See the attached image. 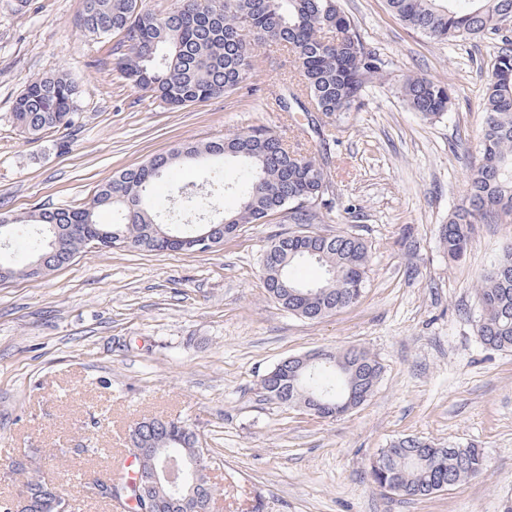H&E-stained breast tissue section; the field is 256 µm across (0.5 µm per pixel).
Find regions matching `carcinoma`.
Segmentation results:
<instances>
[{
  "label": "carcinoma",
  "mask_w": 512,
  "mask_h": 512,
  "mask_svg": "<svg viewBox=\"0 0 512 512\" xmlns=\"http://www.w3.org/2000/svg\"><path fill=\"white\" fill-rule=\"evenodd\" d=\"M405 24L438 41L465 40L489 35L499 41L484 96L485 129L480 158L472 170L469 191L461 205L439 227V239L448 260L462 258L471 245L477 224L512 220V36L503 22L512 18V0H386ZM79 26L90 36L105 39L121 35L124 52L115 68L133 86L174 109L232 94L249 78L256 41L270 40L293 54L305 84L308 102L290 86L275 96L282 112L298 106L305 112L342 117L362 104L369 81L383 76L385 61L368 46L342 10L339 0H176L174 9L157 13L139 0H85ZM408 107L425 119L452 111L450 88L426 76H409L400 85ZM81 103L79 84L66 71L31 79L13 102V118L22 133L37 140L47 132L75 124ZM239 161L227 178L224 160ZM198 156L210 163V191L181 192V205L168 211L165 221L148 203L154 182ZM329 181L316 155L288 147L283 136L264 126H251L222 141L188 143L124 169L98 187L90 202L80 207L39 208L19 215H1L0 236L21 241L25 253L15 262L0 261V283L35 279L29 263L41 255L63 266L92 246L89 224H98L97 212L110 208L111 224H98L127 248L154 254L167 250L150 243L156 230L181 235L174 225L189 215L224 208L226 194L238 199L225 217L238 224H254L281 215L295 224L319 219L326 206ZM312 260L336 271V280L310 286L291 274L298 263ZM369 263L364 240L349 233H315L299 245L285 234L276 235L262 258L263 285L284 310L317 320L355 304L364 293ZM478 293L482 312L476 328L483 345L512 351V248L491 270L481 275ZM339 365L318 366L296 379L273 375L261 379L263 393L281 406L304 404L305 396L321 394L348 411L350 390L371 396L381 376L380 362L363 348L336 353ZM162 433L153 435L163 448H176L200 459L201 470L214 460L201 446L197 433L178 419L151 417ZM380 454L385 471L371 470L374 484L392 483L412 497L433 494V488L453 480L459 483L482 475L487 467L483 451L473 446L437 448L417 437H404ZM113 494L105 501L114 509L142 512L149 503L137 494L136 478L123 470L110 476ZM40 476L29 478L23 490L59 496L67 512L77 500L61 485L54 490Z\"/></svg>",
  "instance_id": "cac0c4a2"
}]
</instances>
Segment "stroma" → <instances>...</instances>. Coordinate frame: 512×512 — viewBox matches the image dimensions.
<instances>
[{
	"label": "stroma",
	"mask_w": 512,
	"mask_h": 512,
	"mask_svg": "<svg viewBox=\"0 0 512 512\" xmlns=\"http://www.w3.org/2000/svg\"><path fill=\"white\" fill-rule=\"evenodd\" d=\"M341 6L387 75L322 143L308 132L310 114L274 104L280 79L300 81L274 43L258 45L247 88L170 110L114 70L115 38L95 40L78 26L84 0H0V214L83 205L149 156L264 125L323 159L329 204L310 231L358 234L370 257L363 297L317 321L281 310L263 287L261 257L292 229L279 216L241 225L204 254L92 248L48 278L0 285V500L19 492L11 463L24 455L78 495L81 512H110L82 497L83 482L124 468L130 428L162 416L189 424L216 460V512L512 504V352L486 349L475 332L476 280L512 246V223L477 225L457 262L437 233L479 157L497 44L482 35L431 40L385 0ZM61 69L83 91L79 129L30 140L12 120L13 102L30 79ZM408 75L449 84L452 112L435 120L411 112L399 93ZM184 187L208 191L204 164L156 181L151 200L167 210ZM351 346L382 365L359 408L323 419L265 399L261 380L283 359ZM407 436L476 446L488 468L424 498L388 493L373 483L371 462Z\"/></svg>",
	"instance_id": "stroma-1"
}]
</instances>
